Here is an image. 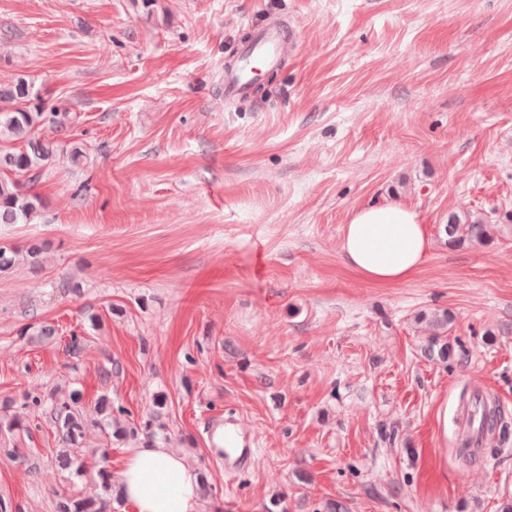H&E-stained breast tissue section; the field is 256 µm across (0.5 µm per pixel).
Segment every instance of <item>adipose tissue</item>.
<instances>
[{
	"label": "adipose tissue",
	"mask_w": 512,
	"mask_h": 512,
	"mask_svg": "<svg viewBox=\"0 0 512 512\" xmlns=\"http://www.w3.org/2000/svg\"><path fill=\"white\" fill-rule=\"evenodd\" d=\"M430 248L418 211L398 202L354 209L340 241L344 265L377 284L411 278ZM119 486L134 512H198L199 474L170 448L147 444L129 449Z\"/></svg>",
	"instance_id": "adipose-tissue-1"
}]
</instances>
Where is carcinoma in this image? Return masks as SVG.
<instances>
[{
	"label": "carcinoma",
	"mask_w": 512,
	"mask_h": 512,
	"mask_svg": "<svg viewBox=\"0 0 512 512\" xmlns=\"http://www.w3.org/2000/svg\"><path fill=\"white\" fill-rule=\"evenodd\" d=\"M0 140H22L26 145L19 149L0 151V224H29L43 207L42 198L25 189L24 181H35L51 164L56 150L61 149L74 166L88 162L89 154L78 143L56 146L41 139L39 128L47 122H54L55 115L44 111L38 95L33 93L31 84L23 78L11 83H0ZM448 244L453 247L465 245H486L492 240L491 225L480 221H469L453 214L448 217ZM23 260L36 268L41 265V247L29 246L21 252L15 248L0 247V273L11 270ZM436 330L427 343L428 354L442 358L451 355V346L443 341V333L452 321L449 312L432 314ZM472 415L470 429L479 436L497 433L506 438L512 432L508 421L497 402L474 391L469 395ZM82 395L78 389L58 396H32L30 404L42 410L47 421L53 425L63 439L65 449L60 462L72 466L78 462L82 452L85 433V419L81 407ZM112 475L106 467L96 473V483L101 492L85 497H63L57 505V512H116L112 506Z\"/></svg>",
	"instance_id": "carcinoma-1"
}]
</instances>
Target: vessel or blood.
Returning a JSON list of instances; mask_svg holds the SVG:
<instances>
[{"label":"vessel or blood","instance_id":"vessel-or-blood-1","mask_svg":"<svg viewBox=\"0 0 512 512\" xmlns=\"http://www.w3.org/2000/svg\"><path fill=\"white\" fill-rule=\"evenodd\" d=\"M292 36L291 30L268 21L257 27L249 41L237 53L232 65L224 69V98L229 102L246 101L251 97L256 74L264 68L277 67L282 51ZM211 435H223L227 455L233 456L235 469L246 470L255 454L254 449L241 448L233 432L224 428L223 419H216Z\"/></svg>","mask_w":512,"mask_h":512}]
</instances>
